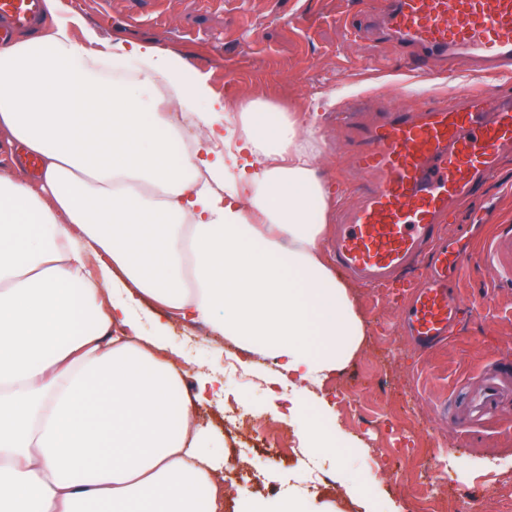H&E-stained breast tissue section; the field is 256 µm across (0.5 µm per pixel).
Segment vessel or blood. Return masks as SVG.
I'll use <instances>...</instances> for the list:
<instances>
[{
	"instance_id": "vessel-or-blood-1",
	"label": "vessel or blood",
	"mask_w": 512,
	"mask_h": 512,
	"mask_svg": "<svg viewBox=\"0 0 512 512\" xmlns=\"http://www.w3.org/2000/svg\"><path fill=\"white\" fill-rule=\"evenodd\" d=\"M45 12V0H0V46L17 30L38 29ZM365 25L411 49L414 60L481 63L495 77L416 112L394 108L365 122L352 106L337 115L352 130L348 160L361 181L354 186L359 201L337 220L330 249L337 265L373 288L387 287L413 261L430 258L429 277L421 285L407 281L405 295L409 334L430 349L449 340L457 317L449 272L477 266L512 284L511 228L469 256L442 232L512 151V0H380ZM491 94L498 105L488 118L484 104ZM505 383L488 374L453 420L466 428L492 413Z\"/></svg>"
}]
</instances>
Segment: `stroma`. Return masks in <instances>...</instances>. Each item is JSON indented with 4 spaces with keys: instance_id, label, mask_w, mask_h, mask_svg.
Here are the masks:
<instances>
[{
    "instance_id": "stroma-1",
    "label": "stroma",
    "mask_w": 512,
    "mask_h": 512,
    "mask_svg": "<svg viewBox=\"0 0 512 512\" xmlns=\"http://www.w3.org/2000/svg\"><path fill=\"white\" fill-rule=\"evenodd\" d=\"M376 2L62 0L81 19L70 28L77 42L92 32L174 51L208 74L221 101L260 99L313 122L318 175L335 202L351 206L358 198L343 184L348 133L333 121L337 110L355 101L368 112L445 102L489 80L437 61L413 67L400 45L356 31V20ZM507 224L512 159L443 231L474 253ZM448 285L459 303V326L449 343L423 350L407 334L401 301L388 290L350 282L364 342L348 366L325 381L319 401H308L305 414L289 412L284 397L270 389L281 371L278 359L241 353L240 367L256 381L239 383L224 376V339L210 325L195 328L144 300L166 324L167 341L187 353L185 391L194 392L204 373L224 380L222 394L193 405L194 424L218 442V456L250 451L252 480L226 481L218 512H247L291 497L308 501L312 512H418L430 494L451 499L456 512H512V472L495 467L498 459L512 460V391L499 410L468 429L448 418L449 406L468 400L486 374L512 370V287L495 285L484 269L449 276ZM236 403L245 405L248 423L232 434L224 429V409ZM314 418L335 423L342 448L308 447ZM268 425L280 450L265 446ZM315 469L332 475L336 490L309 488Z\"/></svg>"
}]
</instances>
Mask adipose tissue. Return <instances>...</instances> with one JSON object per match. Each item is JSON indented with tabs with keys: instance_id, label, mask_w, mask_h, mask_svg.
Masks as SVG:
<instances>
[{
	"instance_id": "obj_1",
	"label": "adipose tissue",
	"mask_w": 512,
	"mask_h": 512,
	"mask_svg": "<svg viewBox=\"0 0 512 512\" xmlns=\"http://www.w3.org/2000/svg\"><path fill=\"white\" fill-rule=\"evenodd\" d=\"M215 102L179 54L64 21L0 47V141L41 161L35 187L0 173V512H217L223 461L179 370L158 336L111 333L141 297L298 381L359 351L312 127L254 101L238 138L185 150L171 109L209 128Z\"/></svg>"
}]
</instances>
